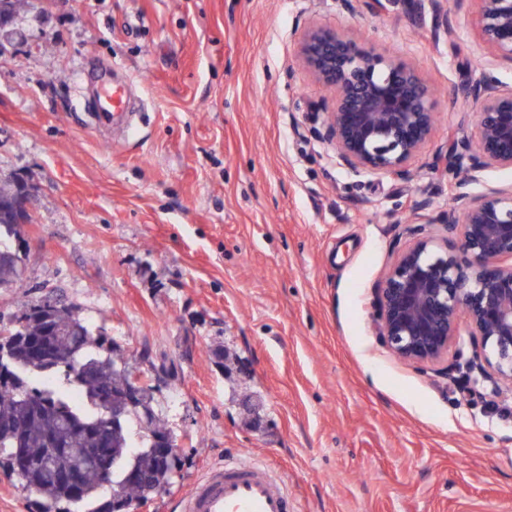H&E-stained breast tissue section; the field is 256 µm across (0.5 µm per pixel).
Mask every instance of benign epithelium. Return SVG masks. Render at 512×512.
<instances>
[{"label": "benign epithelium", "instance_id": "7a95c632", "mask_svg": "<svg viewBox=\"0 0 512 512\" xmlns=\"http://www.w3.org/2000/svg\"><path fill=\"white\" fill-rule=\"evenodd\" d=\"M448 36L455 35L447 0H427ZM473 24L493 55L512 60V0H477ZM296 56L312 78L334 89L333 111L315 118L313 133L355 173L412 177V161L428 143L436 119L435 92L415 68L359 46L323 25L307 28ZM467 102L473 134L449 148L448 208L431 214L430 196L414 218L396 225L410 239L374 289L371 325L395 357L420 369L448 370L460 323L477 339L464 370L468 382L488 383L512 396V188L473 186L489 168L512 169V85L487 69L470 78ZM35 190L12 204L16 218L32 216Z\"/></svg>", "mask_w": 512, "mask_h": 512}]
</instances>
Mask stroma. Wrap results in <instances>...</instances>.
Masks as SVG:
<instances>
[{"label": "stroma", "instance_id": "35a3bbf8", "mask_svg": "<svg viewBox=\"0 0 512 512\" xmlns=\"http://www.w3.org/2000/svg\"><path fill=\"white\" fill-rule=\"evenodd\" d=\"M430 14L360 0H29L0 53V182L36 187L21 286L0 317L72 304L125 354L150 348L177 374L157 410L181 469L141 512H177L211 466L259 461L299 512H512V398L420 370L374 335L373 291L394 263V225L431 169L471 132L465 84L491 63L474 0ZM319 23L399 56L435 87L418 177L357 176L313 132L332 89L297 61ZM119 64L136 127L103 140L78 73Z\"/></svg>", "mask_w": 512, "mask_h": 512}]
</instances>
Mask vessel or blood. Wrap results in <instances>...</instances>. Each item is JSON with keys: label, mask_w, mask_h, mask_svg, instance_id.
Wrapping results in <instances>:
<instances>
[{"label": "vessel or blood", "mask_w": 512, "mask_h": 512, "mask_svg": "<svg viewBox=\"0 0 512 512\" xmlns=\"http://www.w3.org/2000/svg\"><path fill=\"white\" fill-rule=\"evenodd\" d=\"M88 79L97 85L91 122L99 128L111 127L128 107L126 89L113 81L108 67L77 77L81 83ZM177 502L179 512H295L282 481L257 463L211 467Z\"/></svg>", "instance_id": "vessel-or-blood-1"}]
</instances>
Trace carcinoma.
Wrapping results in <instances>:
<instances>
[{
  "label": "carcinoma",
  "instance_id": "1",
  "mask_svg": "<svg viewBox=\"0 0 512 512\" xmlns=\"http://www.w3.org/2000/svg\"><path fill=\"white\" fill-rule=\"evenodd\" d=\"M22 176L0 188V288L22 280L23 257L6 241L23 237L12 203ZM137 362L116 353L114 340L86 324L74 307L40 302L7 322L0 320V473L51 503L45 512H131L165 489L179 457L157 449L177 447V436L161 424L155 410L157 388L132 381ZM57 372L81 390L87 407L63 394L38 391L30 379ZM118 408L112 420L107 408ZM24 456L28 465L16 467ZM112 472V489L98 479V466ZM82 471V488L73 493L59 475Z\"/></svg>",
  "mask_w": 512,
  "mask_h": 512
}]
</instances>
